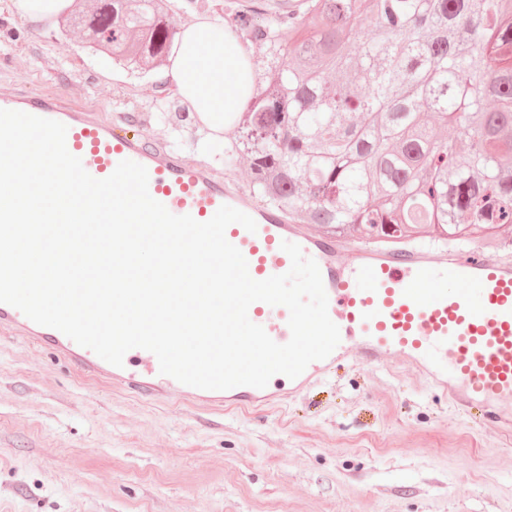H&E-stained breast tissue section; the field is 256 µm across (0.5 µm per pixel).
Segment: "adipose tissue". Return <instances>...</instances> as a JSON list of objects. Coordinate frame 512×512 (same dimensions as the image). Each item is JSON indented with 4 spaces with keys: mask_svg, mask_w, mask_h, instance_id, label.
Segmentation results:
<instances>
[{
    "mask_svg": "<svg viewBox=\"0 0 512 512\" xmlns=\"http://www.w3.org/2000/svg\"><path fill=\"white\" fill-rule=\"evenodd\" d=\"M170 77L175 95L197 115L198 135L209 144L243 109L253 72L237 40L225 35L223 20L204 15L178 33Z\"/></svg>",
    "mask_w": 512,
    "mask_h": 512,
    "instance_id": "ef3b65f1",
    "label": "adipose tissue"
}]
</instances>
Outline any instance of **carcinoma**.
I'll return each mask as SVG.
<instances>
[{
  "instance_id": "obj_1",
  "label": "carcinoma",
  "mask_w": 512,
  "mask_h": 512,
  "mask_svg": "<svg viewBox=\"0 0 512 512\" xmlns=\"http://www.w3.org/2000/svg\"><path fill=\"white\" fill-rule=\"evenodd\" d=\"M171 12V0H99L58 26L83 29L92 53L147 70L171 53ZM364 16L374 20L366 36ZM226 34L265 59L218 155L226 169L249 158L252 196L329 238L502 243L500 227L512 224V0H270L233 11Z\"/></svg>"
}]
</instances>
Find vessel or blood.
<instances>
[{"label":"vessel or blood","instance_id":"obj_1","mask_svg":"<svg viewBox=\"0 0 512 512\" xmlns=\"http://www.w3.org/2000/svg\"><path fill=\"white\" fill-rule=\"evenodd\" d=\"M0 109L65 124L69 152L94 178L108 177L124 160L145 166L150 195L173 214L204 222L229 205L251 216L256 232L234 223L225 236L241 251L254 279L286 273L291 260L281 244L299 245L319 266L328 313L346 341L345 352L361 362L376 365L391 354H403L419 373L448 387L463 406L480 401L482 416L491 420L496 417L491 400L512 395L511 253L490 258L476 248L445 250L436 257L428 247L384 250L317 238L303 225L255 207L242 188L225 184L203 167L187 165L164 144L142 140L124 118L104 122L92 110L15 88L0 90ZM248 316L277 343H284L290 333L286 307L256 302ZM0 331L49 347L80 372L114 386L145 397L174 390L200 408L272 406L282 401L286 383L299 390L336 367L331 355L310 363L291 381L277 374L261 389L204 390L161 374L157 357L144 349L129 350L122 366L100 364L92 350L5 303H0Z\"/></svg>","mask_w":512,"mask_h":512}]
</instances>
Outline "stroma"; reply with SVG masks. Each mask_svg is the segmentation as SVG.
<instances>
[{"label":"stroma","mask_w":512,"mask_h":512,"mask_svg":"<svg viewBox=\"0 0 512 512\" xmlns=\"http://www.w3.org/2000/svg\"><path fill=\"white\" fill-rule=\"evenodd\" d=\"M7 80L121 115L145 141L202 157L165 66L132 70L0 0ZM168 114L158 121V111ZM478 419L396 354L346 358L287 402L215 412L81 376L0 332V512H512V396Z\"/></svg>","instance_id":"stroma-1"}]
</instances>
